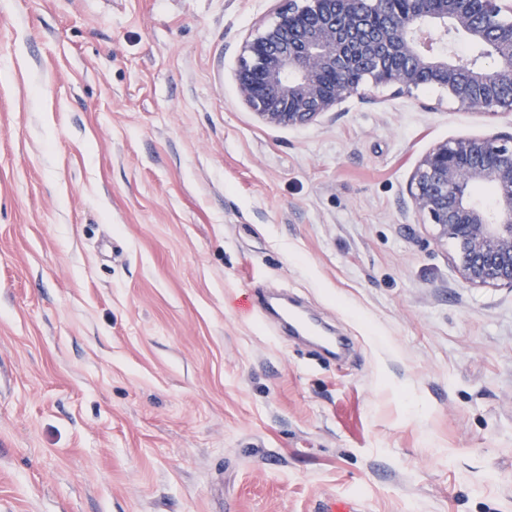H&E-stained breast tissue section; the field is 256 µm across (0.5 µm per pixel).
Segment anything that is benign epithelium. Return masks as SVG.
<instances>
[{
    "mask_svg": "<svg viewBox=\"0 0 512 512\" xmlns=\"http://www.w3.org/2000/svg\"><path fill=\"white\" fill-rule=\"evenodd\" d=\"M464 36L477 50L456 59ZM438 89L462 110L512 115V0H283L247 41L235 80L245 104L276 127L337 112L361 83ZM489 185L492 203L476 188ZM412 211L455 246L476 287L512 289V134L433 145L415 166Z\"/></svg>",
    "mask_w": 512,
    "mask_h": 512,
    "instance_id": "1",
    "label": "benign epithelium"
}]
</instances>
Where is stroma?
Returning a JSON list of instances; mask_svg holds the SVG:
<instances>
[{
	"label": "stroma",
	"instance_id": "35a3bbf8",
	"mask_svg": "<svg viewBox=\"0 0 512 512\" xmlns=\"http://www.w3.org/2000/svg\"><path fill=\"white\" fill-rule=\"evenodd\" d=\"M279 6L0 0V512H512V290L407 192L512 116L367 83L267 125L234 73Z\"/></svg>",
	"mask_w": 512,
	"mask_h": 512
}]
</instances>
